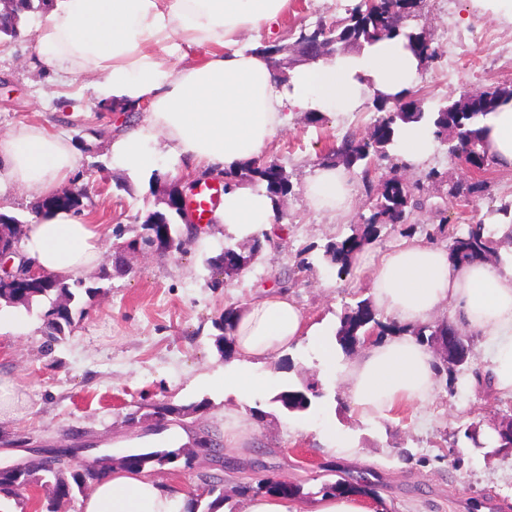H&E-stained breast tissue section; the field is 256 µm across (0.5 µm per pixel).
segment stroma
Wrapping results in <instances>:
<instances>
[{
	"mask_svg": "<svg viewBox=\"0 0 512 512\" xmlns=\"http://www.w3.org/2000/svg\"><path fill=\"white\" fill-rule=\"evenodd\" d=\"M356 0H292L287 17L264 35V43L292 45L300 28L317 20L336 23ZM467 0H423L417 16L441 54L423 70L412 97L422 109L435 110L462 91L512 86V23L490 14H468ZM43 14L25 18L18 39L0 40V137L22 124L66 135L76 166L69 187L85 188L82 218L107 229L99 260L80 278L101 283L102 290L84 314L75 317L63 341L36 333L0 334V375L26 393L28 402L17 415L0 421V466L25 457V440L60 447L74 444L111 449L121 457L154 441L151 405L176 407L203 403V410L174 420L191 433L207 431L224 437V411L260 408L266 413L242 447L223 448V462L198 456L192 466L175 462L154 466L150 475L177 491L203 493L215 482L226 495L224 512H243L241 486L270 478L302 487L299 512H314L318 491L336 481L337 469L368 478L374 491L371 506L381 512H512V451L476 448L462 435L469 424L490 430L512 419V398L479 389L474 376L459 370L456 383L438 378L433 399L425 405L389 413L372 421L351 410L342 374L332 371L308 342L271 361L280 385L312 384L320 393L307 417L295 419L272 403L270 394L242 400L225 394L219 378L225 357L216 345V319L229 306L259 294L262 287L286 279L289 293L310 323L335 334L347 306L369 298L363 265L404 241L401 225L384 227L379 237L354 255L350 274H339L323 257L324 246L350 235L361 213L375 198L400 154L376 162L370 184L359 170L347 171L355 198L349 214L332 218L313 208L309 182L322 157L348 130L365 133L371 109L324 115L310 123L305 113H292L287 124L262 150L260 157L282 165L292 189L250 270L224 288H209L210 257L223 244L244 245L232 226L204 225L196 236H182V248L158 252L124 249L141 232L148 212L162 209L172 179L183 178L181 160L159 156L156 164L135 172L116 168L108 147L113 136L146 117L145 110H125L95 92L102 75L79 69L54 73L37 57L34 35ZM467 46L455 75H448L444 54L449 42ZM438 169L442 182L426 184V206L414 211L411 223L429 224L447 217L463 225L512 201V169L493 166L483 174L450 160L448 148L435 145L424 165L411 168L409 180ZM489 189L474 191L479 180ZM122 236H115V228ZM307 250L310 269H296L298 253ZM123 260L126 274L101 280L103 270ZM139 413L129 423V413ZM350 436L359 450L352 458L325 451L323 426Z\"/></svg>",
	"mask_w": 512,
	"mask_h": 512,
	"instance_id": "1",
	"label": "stroma"
}]
</instances>
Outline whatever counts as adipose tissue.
Returning a JSON list of instances; mask_svg holds the SVG:
<instances>
[{"instance_id":"ef3b65f1","label":"adipose tissue","mask_w":512,"mask_h":512,"mask_svg":"<svg viewBox=\"0 0 512 512\" xmlns=\"http://www.w3.org/2000/svg\"><path fill=\"white\" fill-rule=\"evenodd\" d=\"M289 0H53L37 31L36 53L49 68L79 67L105 73L101 94L128 105H147L138 126L116 135L112 159L127 169L146 168L151 144L164 139L167 154L191 169L219 172L258 158L292 112H351L364 96L394 95L419 80L421 64L403 38L386 39L358 54L344 53L300 66L282 76L259 45L242 34L278 26ZM200 48L201 60L177 66L173 56ZM484 148L512 168V101L484 122ZM75 168L64 137L23 125L0 138V186L23 187L45 197ZM312 205L331 215L348 213L354 191L336 167L321 168L307 186ZM223 224L248 230L273 224L269 199L246 188L224 194L215 211ZM104 228L59 211L27 224L22 248L45 273L70 280L100 255ZM376 309L406 335L368 345L341 372L346 395L361 418L374 419L434 395V359L410 328L449 309L466 328L489 337L495 388L512 394V268L484 261L453 262L446 249L410 240L384 252L369 268ZM233 358L224 366V390L247 398L276 386L259 368L301 341L328 360L337 357L324 329L306 318L282 287L240 306ZM83 512H197L191 494L172 490L147 472L115 469L85 498Z\"/></svg>"}]
</instances>
